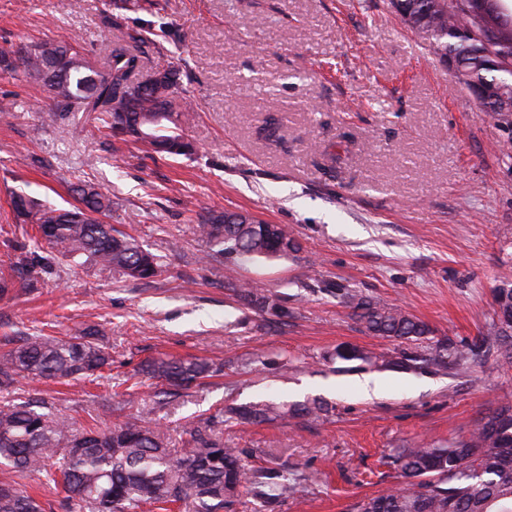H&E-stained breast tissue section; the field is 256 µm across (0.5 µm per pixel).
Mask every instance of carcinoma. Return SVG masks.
Segmentation results:
<instances>
[{"instance_id": "obj_1", "label": "carcinoma", "mask_w": 512, "mask_h": 512, "mask_svg": "<svg viewBox=\"0 0 512 512\" xmlns=\"http://www.w3.org/2000/svg\"><path fill=\"white\" fill-rule=\"evenodd\" d=\"M468 0H393L397 12L413 28L426 33L436 55L464 66L467 88L512 85V16L501 19L503 38L488 45L482 29L465 9ZM23 56L0 50V71L17 68L44 77L51 106L59 112H97L110 137L122 136L145 149L169 156L187 155L193 144L183 124L193 103L179 95V74L163 71L134 80L139 56L118 41L103 45V67L88 61L77 45L42 41L24 45ZM78 205L61 209L23 191L13 193L17 220L37 225L40 244L52 259L93 267L110 278L118 273L135 281H151L162 272L158 258L133 237L104 222L112 198L90 183L73 188ZM238 213L209 211L198 229L211 255L234 267L242 259H275L298 250L295 239L278 224L235 220ZM0 271V296L30 277L20 260L8 259ZM351 316L368 333L416 346L432 335L421 320L377 299L351 290L339 293ZM495 319L468 350L439 342L428 352L403 359L385 356L381 363L404 367L420 361L437 370L448 362L459 369L484 358L512 359V275L500 277L494 290ZM112 365V355L99 343V331L88 326L76 336H25L0 354V392H11L20 378L57 382L93 381ZM198 360L158 358L146 372L169 385L187 389L208 375ZM319 402L259 400L227 409L229 418L266 422L288 417H319ZM241 448L192 429L182 448L169 447L167 434L139 418L104 427L79 429L43 401L9 400L0 404V512H45L44 506L18 487L17 478L43 475L45 484L66 493L68 512H137L144 505L170 512L171 505L191 500L193 512H219L245 492L272 509L300 487V465L246 467ZM403 482L386 492L366 496L349 512H512V402L488 409L465 438L446 446L431 443L399 448L391 456Z\"/></svg>"}]
</instances>
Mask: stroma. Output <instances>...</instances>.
Returning <instances> with one entry per match:
<instances>
[{"mask_svg":"<svg viewBox=\"0 0 512 512\" xmlns=\"http://www.w3.org/2000/svg\"><path fill=\"white\" fill-rule=\"evenodd\" d=\"M141 36L138 79L174 69L196 108L187 156L148 153L106 136L92 112L54 114L44 87L0 72V259L11 243L39 255L16 223L10 193L67 207L90 181L114 201L110 224L161 257L143 283L52 263L34 285L0 297V352L24 336L102 330L112 367L93 383L20 380L22 399L98 425L109 402L166 429L182 447L193 427L246 452L248 466L301 461L300 490L275 512H347L399 479L387 458L420 442L469 434L487 408L512 400V363L468 371L383 368L344 361L338 348L399 356L336 297L346 288L426 322L437 340L472 344L494 317L512 271V130L477 109L426 35L391 0H0V50L77 40L99 60L104 38ZM236 211L286 227L296 255L206 259L200 215ZM257 286L270 305L228 281ZM197 357L220 375L172 395L142 373L160 356ZM380 380L366 397V379ZM277 398L323 402L321 420L239 424L228 407Z\"/></svg>","mask_w":512,"mask_h":512,"instance_id":"stroma-1","label":"stroma"}]
</instances>
